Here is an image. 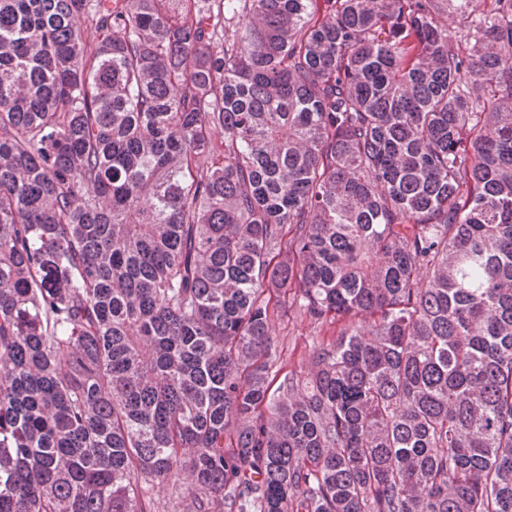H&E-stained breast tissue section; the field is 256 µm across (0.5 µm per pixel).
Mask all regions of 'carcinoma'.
<instances>
[{"label":"carcinoma","mask_w":512,"mask_h":512,"mask_svg":"<svg viewBox=\"0 0 512 512\" xmlns=\"http://www.w3.org/2000/svg\"><path fill=\"white\" fill-rule=\"evenodd\" d=\"M475 2L0 0V512H512ZM273 333L284 341V357L288 356V345H290V349L297 345L298 355L305 345L311 343L317 336V330L309 321L298 320L290 322L288 325V318H285L284 322L277 320L273 325Z\"/></svg>","instance_id":"carcinoma-1"}]
</instances>
